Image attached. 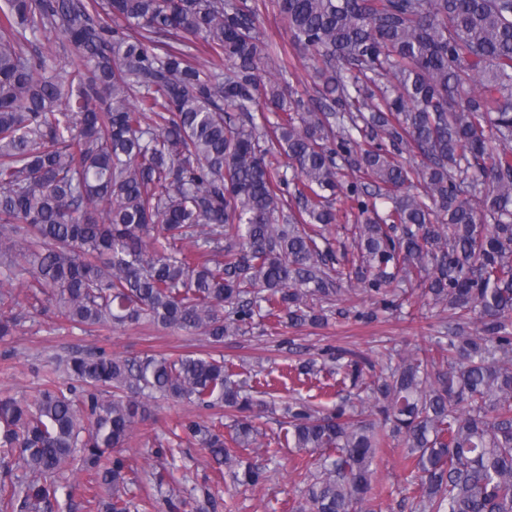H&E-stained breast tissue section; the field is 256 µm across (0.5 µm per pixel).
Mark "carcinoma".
<instances>
[{
	"mask_svg": "<svg viewBox=\"0 0 512 512\" xmlns=\"http://www.w3.org/2000/svg\"><path fill=\"white\" fill-rule=\"evenodd\" d=\"M274 4L290 35L277 50L249 0H0V279L27 276L33 304L88 329L148 322L216 346L257 317L346 318L345 282L369 297L356 317L370 322L420 289L448 307L430 348L382 365L326 353L361 408L284 406L288 446L328 452L308 512H363L378 450L398 437L417 512H512V0ZM48 30L86 70L47 75ZM290 50L319 62L316 96L283 63L263 81ZM259 95L275 121L256 123ZM415 152L420 163L400 161ZM338 192L360 217L348 269L345 243L323 234ZM19 325L1 290L0 339ZM43 377L30 401L0 395V462L24 470L0 482L11 512H53L71 465L107 492L102 512H182L174 494L123 498L143 480L179 482L141 477L123 455L143 397L238 413L237 448L267 407L268 391L210 354L77 349ZM179 428L234 484L266 480L224 424Z\"/></svg>",
	"mask_w": 512,
	"mask_h": 512,
	"instance_id": "cac0c4a2",
	"label": "carcinoma"
}]
</instances>
